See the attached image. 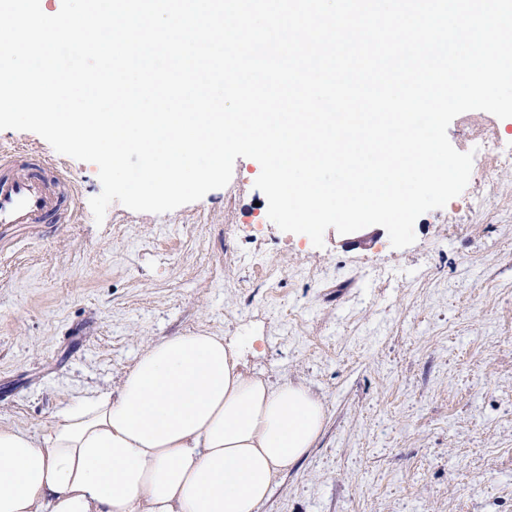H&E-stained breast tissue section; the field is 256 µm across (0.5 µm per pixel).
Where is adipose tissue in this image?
I'll list each match as a JSON object with an SVG mask.
<instances>
[{
  "label": "adipose tissue",
  "mask_w": 512,
  "mask_h": 512,
  "mask_svg": "<svg viewBox=\"0 0 512 512\" xmlns=\"http://www.w3.org/2000/svg\"><path fill=\"white\" fill-rule=\"evenodd\" d=\"M324 418L304 386L248 374L223 337L171 336L47 433L0 424V512H258Z\"/></svg>",
  "instance_id": "1"
}]
</instances>
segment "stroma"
Listing matches in <instances>:
<instances>
[{
    "label": "stroma",
    "mask_w": 512,
    "mask_h": 512,
    "mask_svg": "<svg viewBox=\"0 0 512 512\" xmlns=\"http://www.w3.org/2000/svg\"><path fill=\"white\" fill-rule=\"evenodd\" d=\"M512 150V118L457 116ZM73 224L0 228V423L41 434L116 388L143 350L206 331L247 370L323 399V430L258 512H512V169L475 156L462 194L396 249L374 225L323 247L280 230L237 158L229 184L171 212L112 203L61 156Z\"/></svg>",
    "instance_id": "1"
}]
</instances>
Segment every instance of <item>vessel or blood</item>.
<instances>
[{
  "mask_svg": "<svg viewBox=\"0 0 512 512\" xmlns=\"http://www.w3.org/2000/svg\"><path fill=\"white\" fill-rule=\"evenodd\" d=\"M76 197L75 185L51 157L0 149V226L73 223Z\"/></svg>",
  "mask_w": 512,
  "mask_h": 512,
  "instance_id": "obj_1",
  "label": "vessel or blood"
}]
</instances>
